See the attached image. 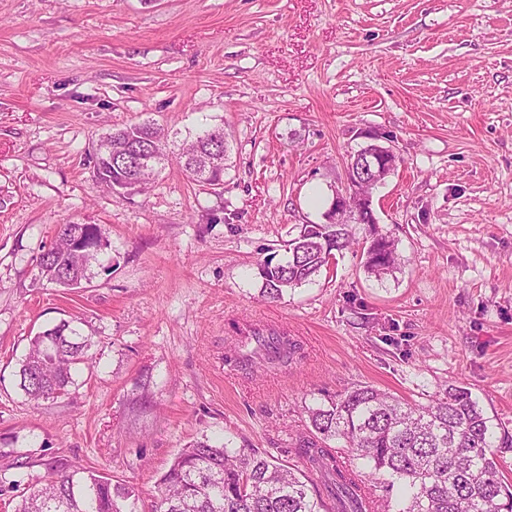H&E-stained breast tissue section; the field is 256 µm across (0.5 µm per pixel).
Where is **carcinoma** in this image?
Masks as SVG:
<instances>
[{
  "instance_id": "obj_1",
  "label": "carcinoma",
  "mask_w": 512,
  "mask_h": 512,
  "mask_svg": "<svg viewBox=\"0 0 512 512\" xmlns=\"http://www.w3.org/2000/svg\"><path fill=\"white\" fill-rule=\"evenodd\" d=\"M225 153L224 129L214 128L185 144L176 161L189 180L215 191L224 186ZM168 158L160 128L130 124L101 141L94 176L112 191L130 185L140 193ZM352 242L346 224L301 225L285 261L258 264L262 296L277 301L313 280ZM106 248L102 225L64 224L39 257L40 273L65 288H81L91 281L93 266L104 267ZM362 258L379 279L399 261L388 236L363 247ZM91 345V337L66 320L33 336L18 370L27 399L37 403L67 394L77 371L94 368ZM301 350L284 332L253 329L224 362L244 369L288 367ZM308 413L312 430L296 436L294 454L321 475L322 486L265 451L229 448L205 436L182 448L160 477L154 512H512V485L493 450L494 432L462 386H448L443 398L428 404L405 402L372 386L353 387ZM339 439L344 447L330 446ZM49 470L15 512H137L138 495L127 484L82 468ZM380 474L401 483L399 503L375 495Z\"/></svg>"
}]
</instances>
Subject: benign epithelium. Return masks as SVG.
I'll return each instance as SVG.
<instances>
[{"label": "benign epithelium", "mask_w": 512, "mask_h": 512, "mask_svg": "<svg viewBox=\"0 0 512 512\" xmlns=\"http://www.w3.org/2000/svg\"><path fill=\"white\" fill-rule=\"evenodd\" d=\"M400 162L390 146L370 143L348 155L344 182L336 187L326 221L330 224H362L374 215L373 192L382 186Z\"/></svg>", "instance_id": "1"}]
</instances>
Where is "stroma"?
Here are the masks:
<instances>
[{
	"label": "stroma",
	"mask_w": 512,
	"mask_h": 512,
	"mask_svg": "<svg viewBox=\"0 0 512 512\" xmlns=\"http://www.w3.org/2000/svg\"><path fill=\"white\" fill-rule=\"evenodd\" d=\"M148 120L177 145L223 128V190L173 162L142 193L98 186L100 138ZM370 133L401 158L374 196L396 272H365L358 224L330 270L264 299L258 264L320 221ZM68 223L111 242V270L79 289L38 274ZM72 319L93 372L29 402L30 338ZM247 326L301 358L225 364ZM452 383L512 437V0H0V471L19 484L0 512L50 462L132 485L151 512L196 439L292 466L309 407Z\"/></svg>",
	"instance_id": "obj_1"
}]
</instances>
